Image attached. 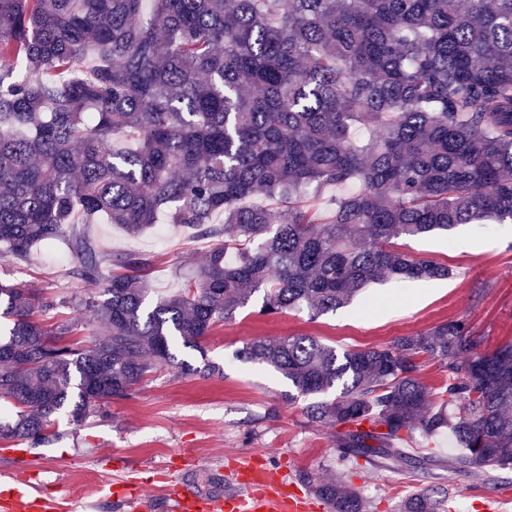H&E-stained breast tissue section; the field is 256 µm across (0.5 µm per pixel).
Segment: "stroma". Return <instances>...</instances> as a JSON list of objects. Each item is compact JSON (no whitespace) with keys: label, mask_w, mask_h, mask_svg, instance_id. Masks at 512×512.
Listing matches in <instances>:
<instances>
[{"label":"stroma","mask_w":512,"mask_h":512,"mask_svg":"<svg viewBox=\"0 0 512 512\" xmlns=\"http://www.w3.org/2000/svg\"><path fill=\"white\" fill-rule=\"evenodd\" d=\"M86 230L104 252H133L146 259V280L161 293L180 289L181 274L215 246L164 221L135 238L111 224H90ZM398 245L414 257L448 266L450 277L373 284L349 307L316 318L296 312L263 315L259 297H252L235 318L213 328L200 350L177 349L193 365L219 363L223 375H185L164 367L148 374L130 398L104 404L84 426L59 416L61 437L49 445L22 449L0 439V479L28 473L37 496L80 505L100 484L135 479L147 512H167L169 490L157 483V470H174L183 490L225 494L236 489L234 463L254 457L299 492L304 471L323 482L339 476L350 480L369 512H404L406 502L425 489L445 498L447 512L489 507L512 512V468L496 471L494 483L477 482L445 467V460L458 453L446 439L434 445L417 436L406 443L409 453L440 457L441 466L431 469L413 470L397 461L384 468H355L339 461L335 428L310 422L305 401H283L287 379L236 357L246 343L301 334L340 350L379 348L459 318L481 338L482 351L512 342L511 222L466 224L449 236L402 239ZM71 264L66 244L57 239L35 246L30 262L0 258V278L49 296L88 292L90 283L70 277ZM375 298L382 306L369 309Z\"/></svg>","instance_id":"stroma-1"}]
</instances>
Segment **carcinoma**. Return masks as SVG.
<instances>
[{
  "label": "carcinoma",
  "instance_id": "1",
  "mask_svg": "<svg viewBox=\"0 0 512 512\" xmlns=\"http://www.w3.org/2000/svg\"><path fill=\"white\" fill-rule=\"evenodd\" d=\"M162 212L224 244L152 299L146 260L104 254L76 219L137 236ZM479 220L512 221V0H0V257L65 237L69 276L97 284L45 298L0 280V439L49 443L57 415L82 426L157 367L193 371L174 341L200 347L257 292L264 315L316 317L383 279L446 278L395 240ZM37 307L81 318L52 330ZM79 325L99 339L66 343ZM480 347L456 319L382 348L301 335L239 357L347 427L339 460L420 468L433 456L397 444L446 428L451 466L489 482L512 467V344ZM422 355L448 371V416ZM300 479L367 512L350 484ZM406 512L442 503L424 491ZM418 362L420 378L428 387L433 389L430 407H438L441 404L438 393L441 391L440 388L448 382V371L437 360L427 356L419 357Z\"/></svg>",
  "mask_w": 512,
  "mask_h": 512
}]
</instances>
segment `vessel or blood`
<instances>
[{
	"label": "vessel or blood",
	"mask_w": 512,
	"mask_h": 512,
	"mask_svg": "<svg viewBox=\"0 0 512 512\" xmlns=\"http://www.w3.org/2000/svg\"><path fill=\"white\" fill-rule=\"evenodd\" d=\"M278 474L271 469L243 482L240 491L218 497L170 494L173 512H304L302 501L284 494ZM57 502L37 498L30 485L13 480L0 486V512H58Z\"/></svg>",
	"instance_id": "b4317fda"
}]
</instances>
